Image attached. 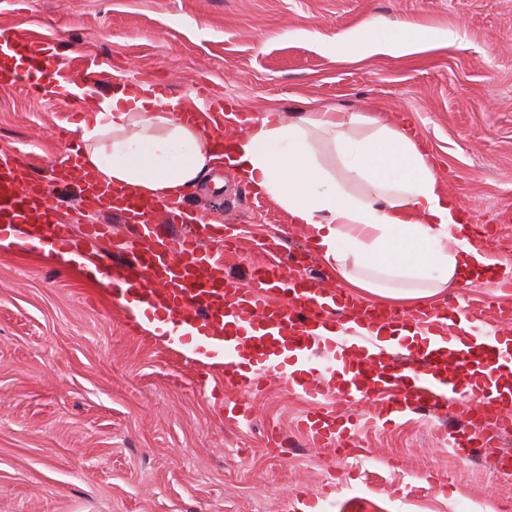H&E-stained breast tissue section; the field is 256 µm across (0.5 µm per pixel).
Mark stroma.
I'll use <instances>...</instances> for the list:
<instances>
[{
    "instance_id": "35a3bbf8",
    "label": "stroma",
    "mask_w": 512,
    "mask_h": 512,
    "mask_svg": "<svg viewBox=\"0 0 512 512\" xmlns=\"http://www.w3.org/2000/svg\"><path fill=\"white\" fill-rule=\"evenodd\" d=\"M383 19L406 47H356L337 56L330 40ZM56 47L70 80L84 85L91 60L116 80L148 83L199 110L202 100L238 113L235 125L201 113L204 132L231 138L241 120L268 110L365 116L406 128L443 188L472 220L493 224L487 254L512 264V0H0V31ZM103 90L36 98L0 86V148L26 152L49 176L68 154L57 128L93 121ZM181 206L239 228L237 267L261 262L281 241L303 254L330 288L342 280L310 251L306 225L227 169L209 172ZM512 294L474 282L445 291L438 308L479 309ZM161 338L127 333L109 292L42 254L0 251V512H506L512 479L495 478V449L459 460L437 430L463 425L452 413L413 415L385 432L358 407V443L373 467L348 471L294 429L307 408L277 380L252 393L224 385ZM243 400L250 421L226 420Z\"/></svg>"
}]
</instances>
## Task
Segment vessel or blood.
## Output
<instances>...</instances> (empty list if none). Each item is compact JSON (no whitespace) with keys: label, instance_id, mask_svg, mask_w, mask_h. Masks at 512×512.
Wrapping results in <instances>:
<instances>
[{"label":"vessel or blood","instance_id":"obj_1","mask_svg":"<svg viewBox=\"0 0 512 512\" xmlns=\"http://www.w3.org/2000/svg\"><path fill=\"white\" fill-rule=\"evenodd\" d=\"M11 54L35 71L64 75L51 43L2 31V86L22 84L40 98L51 91L27 81L8 62ZM69 188L75 194L66 211L48 206L51 194ZM88 197L134 227L137 238L126 242L123 258L101 259L99 246L112 227L84 223ZM0 226L26 243L70 253L79 269H94L130 332L158 323L165 340L196 361L220 363L225 385L256 390L276 379L306 397L298 427L315 447L337 454L355 447L356 408L391 387L396 395L369 416L368 426L385 429L413 413L470 405L468 424L448 434V451L461 460L512 431V309L492 308L486 319L456 306L420 309L410 318L378 311L323 287L303 266L286 272L273 243L263 246L266 261L238 281L223 255L204 248L211 241L232 249L234 225L103 190L83 172L75 146L46 179L31 172L22 154L0 152ZM473 279L512 291V271L494 259L477 267ZM404 326L416 333L407 345L396 339Z\"/></svg>","mask_w":512,"mask_h":512}]
</instances>
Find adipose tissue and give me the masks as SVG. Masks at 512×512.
<instances>
[{
  "mask_svg": "<svg viewBox=\"0 0 512 512\" xmlns=\"http://www.w3.org/2000/svg\"><path fill=\"white\" fill-rule=\"evenodd\" d=\"M361 122L354 113L316 111L288 121L272 110L251 118L219 153L174 100L148 84H119L95 121L80 123L79 135L82 161L99 183L159 200H181L223 163L292 223L307 225L317 254L353 292L379 295L385 280H410L413 288L391 299L432 306L486 257L460 237L459 208L419 142L403 128L354 137ZM322 138L340 155L345 178L322 165ZM352 182L368 192L352 194Z\"/></svg>",
  "mask_w": 512,
  "mask_h": 512,
  "instance_id": "ef3b65f1",
  "label": "adipose tissue"
}]
</instances>
